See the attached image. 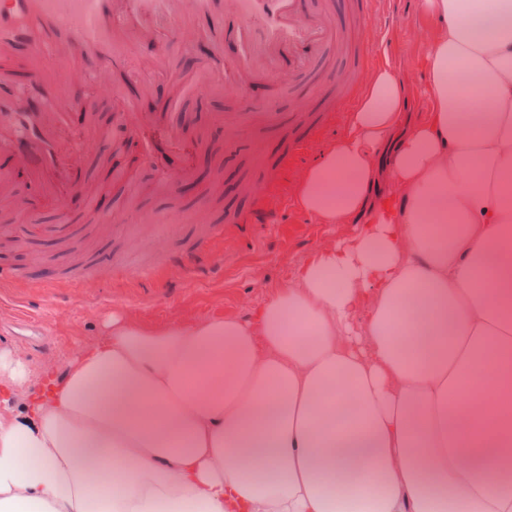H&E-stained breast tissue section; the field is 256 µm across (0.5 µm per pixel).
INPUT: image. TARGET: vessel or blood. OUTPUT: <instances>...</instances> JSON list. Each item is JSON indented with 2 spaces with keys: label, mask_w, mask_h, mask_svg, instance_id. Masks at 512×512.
<instances>
[{
  "label": "vessel or blood",
  "mask_w": 512,
  "mask_h": 512,
  "mask_svg": "<svg viewBox=\"0 0 512 512\" xmlns=\"http://www.w3.org/2000/svg\"><path fill=\"white\" fill-rule=\"evenodd\" d=\"M398 0H359L364 17L386 12L387 27L398 20ZM211 44L215 53L196 76L177 80L178 96L202 86L250 90L257 81L318 59L339 31L312 0H0V197L10 179L25 176L42 199L61 200L54 182L69 153L82 150L84 133L69 126L76 104L57 92L60 73L88 83L96 97L124 107L127 126L137 129L151 115L136 109V82L117 84L113 72L130 63L136 47L148 45L163 56L179 41ZM284 124L282 114L261 101L256 112L237 117L247 127L259 120ZM185 132L170 126L154 158H169L163 171L170 189L192 176L172 163ZM291 206L256 207L253 224H275Z\"/></svg>",
  "instance_id": "vessel-or-blood-1"
}]
</instances>
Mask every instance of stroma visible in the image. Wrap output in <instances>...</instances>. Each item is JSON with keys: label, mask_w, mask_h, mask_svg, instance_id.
Listing matches in <instances>:
<instances>
[{"label": "stroma", "mask_w": 512, "mask_h": 512, "mask_svg": "<svg viewBox=\"0 0 512 512\" xmlns=\"http://www.w3.org/2000/svg\"><path fill=\"white\" fill-rule=\"evenodd\" d=\"M352 3L331 0V17L343 29L346 45L328 48L322 59L303 68L284 69L250 93L205 89L173 108L188 135L205 134L210 143L209 150L194 156L191 191H168L162 171L142 151L144 143L164 138L160 125L133 134L131 147L103 141L74 155L71 165L86 193L71 196L69 209L41 203L31 216L0 202V224L71 227L63 238L39 235L25 246L8 242L0 248V264L14 274L0 287V348L20 355L35 372L49 369L60 375L84 348L106 336V323L115 313L151 329L213 318L249 320L320 249L352 240L357 225L320 224L299 207L280 230L257 224L240 234L237 222L255 207V195L266 186L269 167L282 156L292 129L275 132L258 124L229 129L220 121L243 111L249 96L273 97L276 111L297 112L312 121L314 106L332 96L344 99L342 112L323 124L312 153L282 172L281 188L296 197L301 176L349 133L373 74L372 68L357 67L354 51L364 33L383 30L385 20L358 19ZM436 31L412 0L381 62L404 81V113L414 118L427 110L424 44ZM210 59L207 45H193L188 54L176 47L155 68L144 70L153 110L171 109L169 69L198 71ZM219 223L224 226V269L214 276L197 246ZM192 249L197 252L193 271L167 266L168 254Z\"/></svg>", "instance_id": "1"}]
</instances>
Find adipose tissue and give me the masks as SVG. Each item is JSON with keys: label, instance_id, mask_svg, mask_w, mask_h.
<instances>
[{"label": "adipose tissue", "instance_id": "ef3b65f1", "mask_svg": "<svg viewBox=\"0 0 512 512\" xmlns=\"http://www.w3.org/2000/svg\"><path fill=\"white\" fill-rule=\"evenodd\" d=\"M428 110L371 77L301 208L359 223L253 320L112 332L22 413L0 512H512V0H421Z\"/></svg>", "mask_w": 512, "mask_h": 512}]
</instances>
